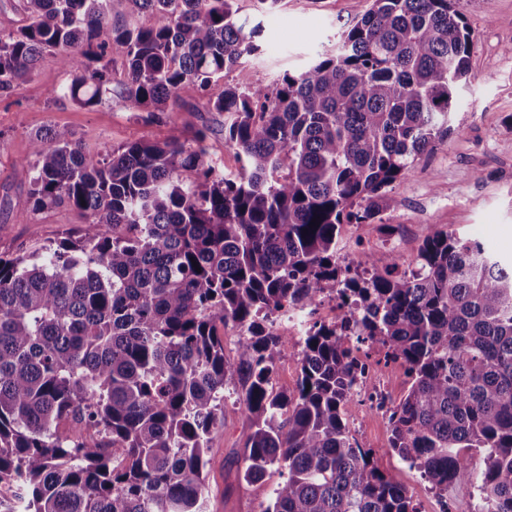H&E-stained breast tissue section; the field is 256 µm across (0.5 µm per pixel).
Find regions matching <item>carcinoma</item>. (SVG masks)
<instances>
[{"label":"carcinoma","mask_w":512,"mask_h":512,"mask_svg":"<svg viewBox=\"0 0 512 512\" xmlns=\"http://www.w3.org/2000/svg\"><path fill=\"white\" fill-rule=\"evenodd\" d=\"M123 2L162 23L112 22ZM235 2L22 0L25 24L0 31V96L46 51L70 77L53 97L81 107L153 116L193 83L240 162L220 171L205 129L102 159L66 129L35 134L31 211L67 204L84 226L0 256V486L26 512H206V454L234 382L244 480L288 470L264 512H418L344 418L355 326L405 367L389 450L438 496L469 484L486 512H512V263L443 230L408 272L337 257L344 226L392 208L389 188L452 131L473 48L455 0H373L334 52L270 85L249 68L262 23ZM110 53L125 60L115 89ZM328 290L341 321L307 324L297 388L273 392L297 345L276 318ZM230 324L242 332L232 359L219 333Z\"/></svg>","instance_id":"1"}]
</instances>
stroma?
I'll use <instances>...</instances> for the list:
<instances>
[{
	"label": "stroma",
	"instance_id": "stroma-1",
	"mask_svg": "<svg viewBox=\"0 0 512 512\" xmlns=\"http://www.w3.org/2000/svg\"><path fill=\"white\" fill-rule=\"evenodd\" d=\"M372 0H281L271 12L257 0H237L241 15L262 22L266 52L250 63L252 78L269 84L284 72H297L333 48L340 34L371 7ZM474 49L469 88L455 115L454 130L415 160L397 182L394 208L369 224L343 230L354 256L368 260V244L394 230L400 237L404 267H413L430 232L448 230L481 242L493 253L512 258V0H459ZM67 80L57 58L44 53L34 73L10 96L0 97V255L32 252L78 234L79 213L66 205L28 210L27 170L34 162L32 136L49 126L69 130L86 153L103 156L136 139L166 140L179 130L184 141L209 131L210 152L225 171L237 169L234 150L224 145V116L203 109L193 86L180 92L173 111L151 117L135 108L101 104L83 108L53 99L51 91ZM26 221H19V213ZM344 415L360 447L372 450V463L404 486L418 512H432L437 495L417 468L389 449L388 416L356 403ZM248 423L234 388H227L224 426L208 452L205 496L208 512H264L270 493L284 481V469L267 470L262 483L242 478L243 442Z\"/></svg>",
	"mask_w": 512,
	"mask_h": 512
}]
</instances>
